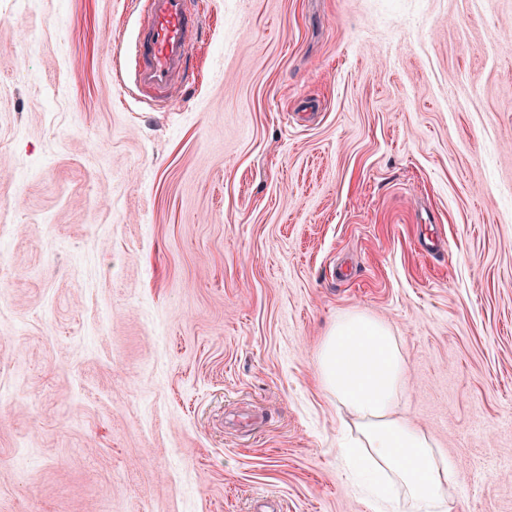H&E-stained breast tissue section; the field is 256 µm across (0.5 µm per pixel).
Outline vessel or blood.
I'll return each mask as SVG.
<instances>
[{
    "instance_id": "vessel-or-blood-1",
    "label": "vessel or blood",
    "mask_w": 512,
    "mask_h": 512,
    "mask_svg": "<svg viewBox=\"0 0 512 512\" xmlns=\"http://www.w3.org/2000/svg\"><path fill=\"white\" fill-rule=\"evenodd\" d=\"M135 46L134 85L157 102L194 76L201 10L197 0H144Z\"/></svg>"
}]
</instances>
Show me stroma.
Segmentation results:
<instances>
[{"label": "stroma", "instance_id": "stroma-1", "mask_svg": "<svg viewBox=\"0 0 512 512\" xmlns=\"http://www.w3.org/2000/svg\"><path fill=\"white\" fill-rule=\"evenodd\" d=\"M205 14L160 107L134 0H0V512H372L316 375L352 309L512 512V0Z\"/></svg>", "mask_w": 512, "mask_h": 512}]
</instances>
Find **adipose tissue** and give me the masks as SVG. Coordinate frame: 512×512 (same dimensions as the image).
<instances>
[{"mask_svg": "<svg viewBox=\"0 0 512 512\" xmlns=\"http://www.w3.org/2000/svg\"><path fill=\"white\" fill-rule=\"evenodd\" d=\"M317 370L361 435L338 454L350 472L371 471L364 491L373 512H396L400 499L410 512H458L451 459L398 412L407 365L391 326L362 310L340 315L322 338Z\"/></svg>", "mask_w": 512, "mask_h": 512, "instance_id": "1", "label": "adipose tissue"}]
</instances>
